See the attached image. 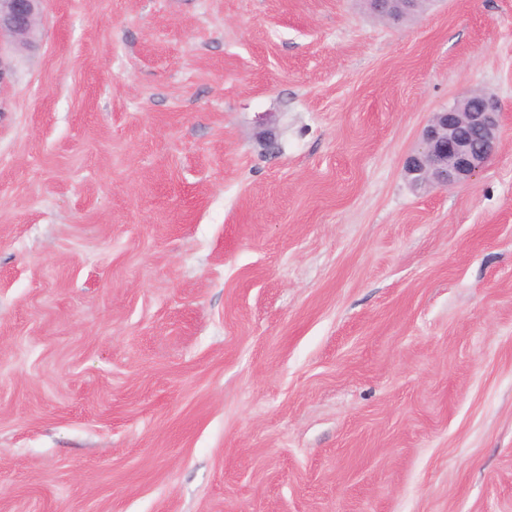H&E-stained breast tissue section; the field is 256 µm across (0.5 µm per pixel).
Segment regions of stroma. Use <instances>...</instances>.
I'll list each match as a JSON object with an SVG mask.
<instances>
[{
    "label": "stroma",
    "instance_id": "obj_1",
    "mask_svg": "<svg viewBox=\"0 0 512 512\" xmlns=\"http://www.w3.org/2000/svg\"><path fill=\"white\" fill-rule=\"evenodd\" d=\"M0 85V512H512V0H45ZM481 88L497 149L414 188ZM473 99L479 106L462 112ZM500 115L498 99L483 90L471 91L448 109L434 112L417 149L405 161L411 184L447 187L470 180L495 152Z\"/></svg>",
    "mask_w": 512,
    "mask_h": 512
}]
</instances>
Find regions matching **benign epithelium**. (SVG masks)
<instances>
[{"label": "benign epithelium", "instance_id": "1", "mask_svg": "<svg viewBox=\"0 0 512 512\" xmlns=\"http://www.w3.org/2000/svg\"><path fill=\"white\" fill-rule=\"evenodd\" d=\"M43 0H0V42L28 48L38 27ZM498 99L471 91L435 112L423 128L417 149L405 161L412 185L447 187L470 180L495 152L500 125Z\"/></svg>", "mask_w": 512, "mask_h": 512}]
</instances>
